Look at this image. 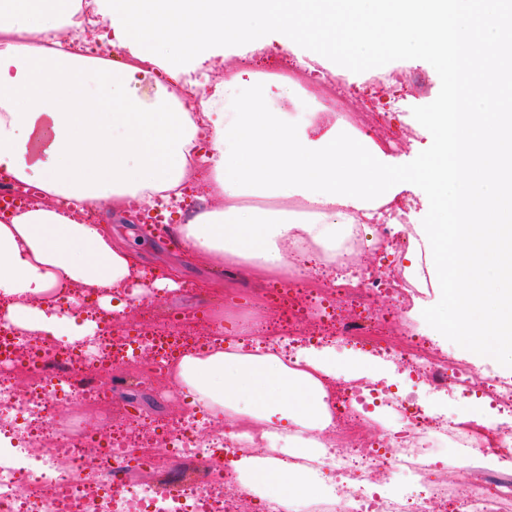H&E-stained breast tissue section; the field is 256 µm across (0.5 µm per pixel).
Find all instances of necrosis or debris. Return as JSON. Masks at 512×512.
Instances as JSON below:
<instances>
[{"label": "necrosis or debris", "mask_w": 512, "mask_h": 512, "mask_svg": "<svg viewBox=\"0 0 512 512\" xmlns=\"http://www.w3.org/2000/svg\"><path fill=\"white\" fill-rule=\"evenodd\" d=\"M265 73L307 85L329 102L331 117L381 130L387 149L404 147L410 139L406 133L387 132L386 111L336 96V80L292 68L288 55L275 57ZM383 213L385 221L374 236H367L363 225H347L335 256L323 262L328 275L308 283L298 258L316 246L308 240L288 241V263L278 276L279 287L271 291L276 325L262 344L290 365L307 343L365 350L398 365L414 385L436 390L451 383L461 394H480L503 419L477 431L429 415L381 383L327 379L332 423L321 435L327 452L296 464L328 474L332 485L316 497L288 504L265 501L262 512H512V481L477 474L461 501L448 481L447 465L430 454L447 448L454 456L475 458L492 451L511 461L512 379L496 376L474 390L470 362L390 316V309L411 307L426 271L358 262L365 250L399 254L410 248L402 228L403 206L392 205ZM97 321L100 334L92 341L56 338L47 343L0 314V512H244L248 495L233 467L249 448L242 426L192 407L156 419L109 402L114 388L131 377L168 389L175 363L211 346L221 334L219 327L199 332L183 317L164 327L147 320L132 329L106 311L99 312ZM118 362L125 363L124 374H113ZM22 372L29 381L21 390L16 378ZM62 405L72 412L65 429L55 419ZM373 405L393 407L400 425L386 428L372 419ZM106 409L112 412V434L92 458L86 449L93 432L83 415ZM203 458L211 459L212 467L172 488L131 476L137 465L161 473L175 463ZM397 474L405 477L404 488L389 495L377 492V485Z\"/></svg>", "instance_id": "4bbe7bcc"}]
</instances>
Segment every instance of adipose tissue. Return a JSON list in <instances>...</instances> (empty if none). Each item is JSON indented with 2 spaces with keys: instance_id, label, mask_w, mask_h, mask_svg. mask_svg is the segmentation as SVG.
I'll return each mask as SVG.
<instances>
[{
  "instance_id": "obj_1",
  "label": "adipose tissue",
  "mask_w": 512,
  "mask_h": 512,
  "mask_svg": "<svg viewBox=\"0 0 512 512\" xmlns=\"http://www.w3.org/2000/svg\"><path fill=\"white\" fill-rule=\"evenodd\" d=\"M93 3L88 15L79 0H0V171L44 195L0 220V308L13 324L46 337L94 335L92 320L58 315L60 287L83 288L101 309L120 311L125 285L142 269L108 225L89 222L90 212L129 197L175 205L200 172L223 209H191L169 233L261 276L283 270V242L307 238L335 250L345 225L371 222L402 191L425 188L432 221L418 233L443 296L432 322L471 356L512 352L497 289L448 271L450 255L471 248L470 224L512 223V82L500 79L512 68V0ZM99 24L126 63L48 45L63 30ZM274 41L304 47L308 64L347 77L365 63L427 59L448 85L422 119L433 151L401 167L353 128L294 125L260 94H243L258 82L253 73H233L192 102L168 90L171 81L197 88L198 64L225 49L254 52ZM472 85L482 107L470 114L461 95ZM203 135L210 148L201 153ZM246 197L292 198L308 214L245 207ZM336 373L326 355H301L291 368L258 344L185 355L172 376L198 407L253 426L252 451L233 463L242 487L289 499L315 496L319 485L272 456L283 433L276 421L294 424L300 456H322L316 434L331 423L322 379Z\"/></svg>"
}]
</instances>
